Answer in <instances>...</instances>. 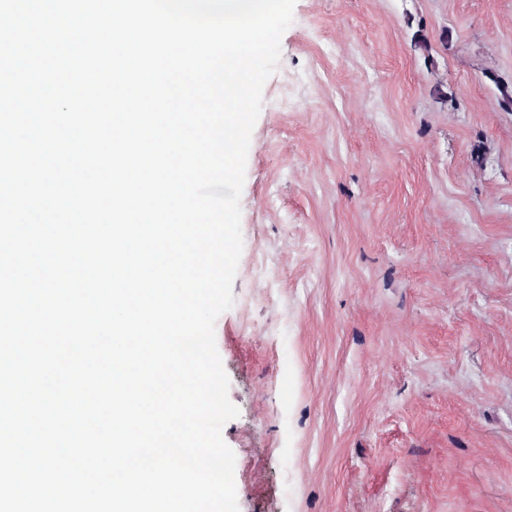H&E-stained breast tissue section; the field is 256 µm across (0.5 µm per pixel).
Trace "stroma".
Returning a JSON list of instances; mask_svg holds the SVG:
<instances>
[{"mask_svg":"<svg viewBox=\"0 0 512 512\" xmlns=\"http://www.w3.org/2000/svg\"><path fill=\"white\" fill-rule=\"evenodd\" d=\"M497 76L512 0H297L215 324L239 512H512Z\"/></svg>","mask_w":512,"mask_h":512,"instance_id":"35a3bbf8","label":"stroma"}]
</instances>
